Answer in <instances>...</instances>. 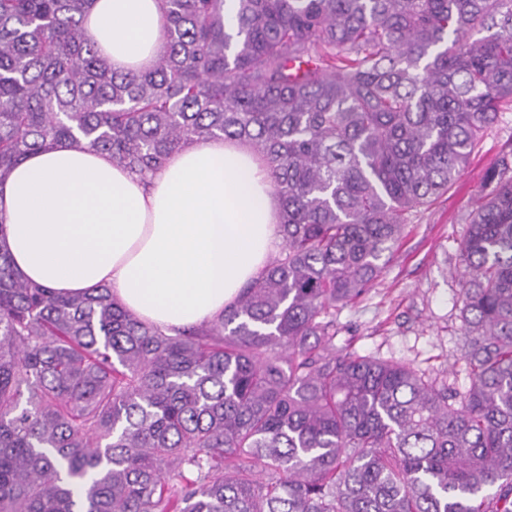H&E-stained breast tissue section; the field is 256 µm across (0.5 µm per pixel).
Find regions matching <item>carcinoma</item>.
I'll return each mask as SVG.
<instances>
[{
  "label": "carcinoma",
  "instance_id": "obj_1",
  "mask_svg": "<svg viewBox=\"0 0 512 512\" xmlns=\"http://www.w3.org/2000/svg\"><path fill=\"white\" fill-rule=\"evenodd\" d=\"M93 0H0V181L69 142L141 175L250 147L282 248L173 334L0 250V512H512V147L460 246L470 388L336 349V311L512 111V0H159L112 70ZM164 24L158 0H97L84 29L113 70L138 72L159 54Z\"/></svg>",
  "mask_w": 512,
  "mask_h": 512
}]
</instances>
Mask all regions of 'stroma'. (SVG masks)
Here are the masks:
<instances>
[{
	"mask_svg": "<svg viewBox=\"0 0 512 512\" xmlns=\"http://www.w3.org/2000/svg\"><path fill=\"white\" fill-rule=\"evenodd\" d=\"M512 144V112L501 113L448 195L416 213L380 276L336 314L337 348L401 362L466 391L460 348V244L487 171Z\"/></svg>",
	"mask_w": 512,
	"mask_h": 512,
	"instance_id": "35a3bbf8",
	"label": "stroma"
}]
</instances>
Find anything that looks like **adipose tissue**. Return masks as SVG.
<instances>
[{"label": "adipose tissue", "instance_id": "adipose-tissue-1", "mask_svg": "<svg viewBox=\"0 0 512 512\" xmlns=\"http://www.w3.org/2000/svg\"><path fill=\"white\" fill-rule=\"evenodd\" d=\"M159 0H95L87 38L119 72L154 63ZM279 202L248 146L189 144L148 177L81 144L29 154L0 181V248L53 293L99 286L162 329L220 316L278 252Z\"/></svg>", "mask_w": 512, "mask_h": 512}]
</instances>
